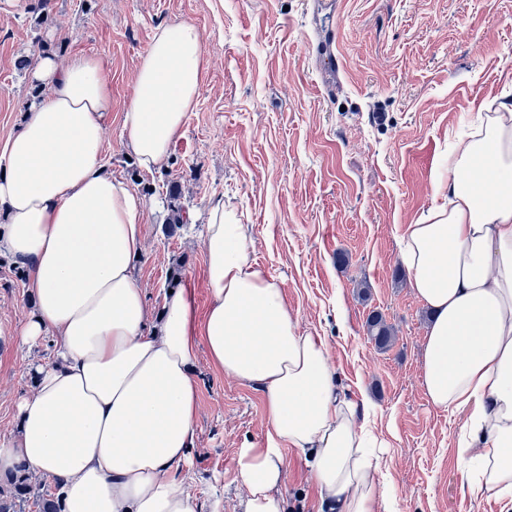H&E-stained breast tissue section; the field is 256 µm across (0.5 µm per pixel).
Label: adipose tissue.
I'll return each mask as SVG.
<instances>
[{"mask_svg": "<svg viewBox=\"0 0 512 512\" xmlns=\"http://www.w3.org/2000/svg\"><path fill=\"white\" fill-rule=\"evenodd\" d=\"M200 31L161 26L122 114L123 147L147 171L180 137L199 92ZM41 95L0 144V250L27 267L35 309L19 331L55 338L58 359L33 367L34 391L0 441V474L47 473L62 512H194L183 470L195 435L199 349L225 377L263 389L262 448L237 451L243 512H288L280 491L299 449L328 512H377L379 458L358 408L336 387L320 336L297 332L282 285L249 257L223 200L207 205L210 303L170 294L150 320L134 271L146 202L104 162L112 109L97 59L33 67ZM440 204L406 225L400 261L431 311L423 387L466 411L459 456L472 493L512 501V108L477 113L438 174Z\"/></svg>", "mask_w": 512, "mask_h": 512, "instance_id": "ef3b65f1", "label": "adipose tissue"}]
</instances>
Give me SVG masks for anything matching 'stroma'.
<instances>
[{
  "label": "stroma",
  "mask_w": 512,
  "mask_h": 512,
  "mask_svg": "<svg viewBox=\"0 0 512 512\" xmlns=\"http://www.w3.org/2000/svg\"><path fill=\"white\" fill-rule=\"evenodd\" d=\"M0 0V142L35 98L21 60L100 59L112 110L105 162L145 194L149 209L136 277L151 317L171 286L210 297L202 250L206 206L236 209L250 256L282 284L299 331L325 339L336 381L382 448L378 512H512L464 487L463 416L425 394L422 341L430 313L399 260L400 235L434 202L449 140L476 113L512 105V0ZM189 20L204 36L196 104L169 160L143 170L121 146V114L161 25ZM177 184L193 224L169 226L161 198ZM0 253V438L14 430L30 367L56 361L53 337L15 332L33 300ZM380 313L394 341L371 340ZM199 402L185 489L196 512H240L236 451L266 442L265 395L224 378L199 350ZM281 491L292 512H320V491L289 451Z\"/></svg>",
  "instance_id": "obj_1"
}]
</instances>
